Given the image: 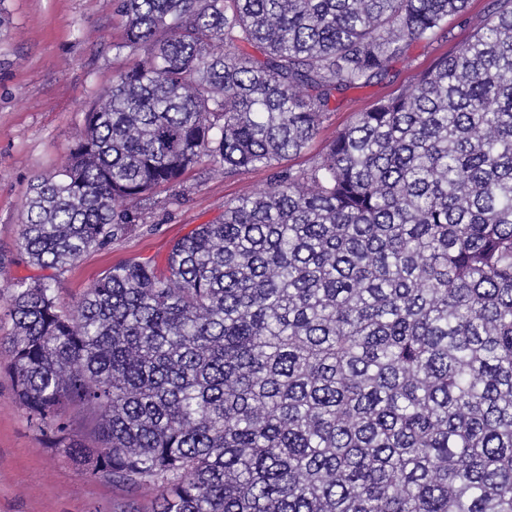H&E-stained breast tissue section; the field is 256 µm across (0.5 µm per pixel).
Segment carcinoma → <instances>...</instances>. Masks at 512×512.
<instances>
[{
	"label": "carcinoma",
	"instance_id": "carcinoma-1",
	"mask_svg": "<svg viewBox=\"0 0 512 512\" xmlns=\"http://www.w3.org/2000/svg\"><path fill=\"white\" fill-rule=\"evenodd\" d=\"M468 3L117 0L126 64L26 197L47 274L0 337L51 445L158 485L152 512H512V0L282 165ZM196 166L272 176L66 301V268Z\"/></svg>",
	"mask_w": 512,
	"mask_h": 512
}]
</instances>
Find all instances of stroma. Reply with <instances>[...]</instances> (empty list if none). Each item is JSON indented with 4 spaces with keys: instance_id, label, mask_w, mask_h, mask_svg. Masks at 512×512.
I'll return each instance as SVG.
<instances>
[{
    "instance_id": "1",
    "label": "stroma",
    "mask_w": 512,
    "mask_h": 512,
    "mask_svg": "<svg viewBox=\"0 0 512 512\" xmlns=\"http://www.w3.org/2000/svg\"><path fill=\"white\" fill-rule=\"evenodd\" d=\"M489 2L471 0L465 14L449 18L444 34L403 46L385 77L348 92L293 167L310 166L353 113L409 87L434 57L465 42ZM114 8L115 0H0V252L10 258L0 269V307L17 279L39 273L17 249L31 186L64 164L88 106L123 64L112 51L122 35ZM269 180L264 168L230 177L188 171L177 189L155 194L144 223L69 266L60 277L62 296L78 298L125 261L165 262L176 241L222 218L227 203L265 189ZM6 362L0 349V512H151L156 486L131 489L89 476L63 449L47 446L17 403Z\"/></svg>"
}]
</instances>
